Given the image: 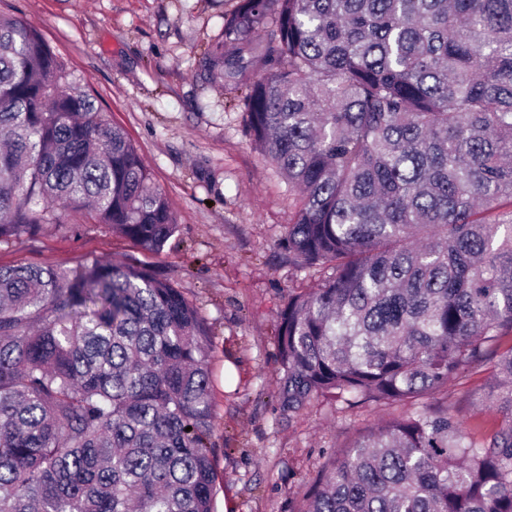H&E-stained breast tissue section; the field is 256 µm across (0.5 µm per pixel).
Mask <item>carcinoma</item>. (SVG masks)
<instances>
[{
  "instance_id": "carcinoma-1",
  "label": "carcinoma",
  "mask_w": 512,
  "mask_h": 512,
  "mask_svg": "<svg viewBox=\"0 0 512 512\" xmlns=\"http://www.w3.org/2000/svg\"><path fill=\"white\" fill-rule=\"evenodd\" d=\"M197 70L242 92L297 196L288 255L324 272L280 311L284 405L404 407L300 512H512V0H239ZM66 209L150 251L178 231L135 145L0 16V241ZM212 351L132 261L0 266V512H215ZM487 362L476 438L448 386Z\"/></svg>"
}]
</instances>
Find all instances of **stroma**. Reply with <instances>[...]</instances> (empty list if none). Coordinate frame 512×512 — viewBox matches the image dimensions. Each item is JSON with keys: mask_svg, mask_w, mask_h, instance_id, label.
<instances>
[{"mask_svg": "<svg viewBox=\"0 0 512 512\" xmlns=\"http://www.w3.org/2000/svg\"><path fill=\"white\" fill-rule=\"evenodd\" d=\"M237 0H0V15L36 27L88 94L122 128L180 226L158 253L106 224L69 215L32 240L0 244V265L76 267L136 257L171 279L213 334L216 512H300L328 459L392 415L318 400L283 409L278 315L310 279L281 240L296 197L245 132L237 97L196 76ZM487 370L449 388L467 426L490 429Z\"/></svg>", "mask_w": 512, "mask_h": 512, "instance_id": "stroma-1", "label": "stroma"}]
</instances>
